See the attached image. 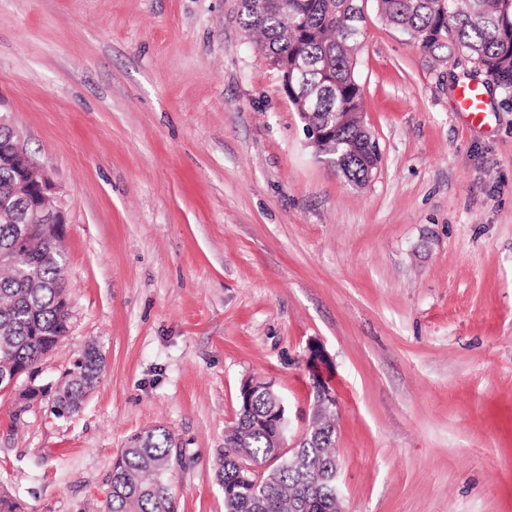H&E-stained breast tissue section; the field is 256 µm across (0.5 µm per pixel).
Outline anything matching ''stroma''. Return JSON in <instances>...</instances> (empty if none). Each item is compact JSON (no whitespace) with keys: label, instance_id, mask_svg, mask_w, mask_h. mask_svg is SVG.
<instances>
[{"label":"stroma","instance_id":"obj_1","mask_svg":"<svg viewBox=\"0 0 512 512\" xmlns=\"http://www.w3.org/2000/svg\"><path fill=\"white\" fill-rule=\"evenodd\" d=\"M240 0H0V111L60 190L69 332L105 357L79 414L0 393V488L25 512H107L130 436L166 426L178 512H224L241 385L312 421L337 402L345 512H512V100L455 46L368 8L355 54L381 162L316 155ZM479 83L485 120L454 91Z\"/></svg>","mask_w":512,"mask_h":512}]
</instances>
